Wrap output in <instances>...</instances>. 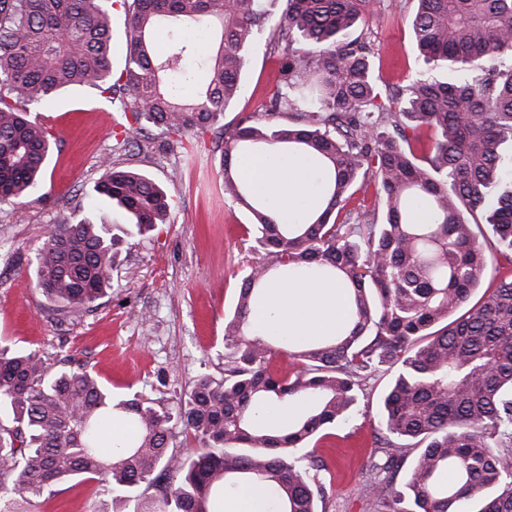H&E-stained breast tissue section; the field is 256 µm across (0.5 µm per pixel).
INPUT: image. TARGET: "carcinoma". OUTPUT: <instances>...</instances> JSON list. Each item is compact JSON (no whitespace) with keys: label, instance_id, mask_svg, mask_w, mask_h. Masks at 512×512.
<instances>
[{"label":"carcinoma","instance_id":"carcinoma-1","mask_svg":"<svg viewBox=\"0 0 512 512\" xmlns=\"http://www.w3.org/2000/svg\"><path fill=\"white\" fill-rule=\"evenodd\" d=\"M280 2L269 118L231 126L224 112L267 23L260 0H0V209L26 205L57 145L28 105L89 85L126 122L92 192L146 233L169 203L134 159L216 130L224 196L254 215L247 234L261 258L224 319L223 375L200 374L170 404L117 398L81 365L52 372L39 351L0 345V411L12 415L0 422V512H14L12 493L50 500L75 477L107 481L120 502L153 486L150 512H214L241 483L263 485L273 512H318L333 473L315 447L382 368L394 374L371 459L375 512H512V154L502 150L512 65L501 64L512 58V0H417V47L448 77L419 72L384 97L373 48L350 38L374 0ZM115 5L128 46L118 72ZM191 28L219 30L220 43L206 86L187 95ZM307 103L314 111H300ZM252 150L316 159L319 202L300 222L284 223L279 205L241 180L238 161ZM369 180L375 208L356 214L353 189ZM117 240L88 218L54 227L33 279L52 321H76L112 288ZM491 263L499 275L472 304ZM272 269L339 281L344 326L273 352L274 326L253 322ZM178 434L198 447L175 452Z\"/></svg>","mask_w":512,"mask_h":512}]
</instances>
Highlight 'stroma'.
I'll return each instance as SVG.
<instances>
[{"instance_id": "obj_1", "label": "stroma", "mask_w": 512, "mask_h": 512, "mask_svg": "<svg viewBox=\"0 0 512 512\" xmlns=\"http://www.w3.org/2000/svg\"><path fill=\"white\" fill-rule=\"evenodd\" d=\"M416 9L417 0H401L353 30L374 48L379 89L408 85L421 70L445 74L415 44ZM278 21V12H271L251 49L226 124L245 114L265 119L280 76L281 56L270 46ZM31 111L46 119L59 149L39 194L17 215L0 212V341L42 350L55 361L75 358L117 395L142 392L169 400L189 390L200 373L220 374L224 316L257 255L245 240L252 214L224 197L215 137L205 135L187 151L142 162L172 196L166 222L143 235L122 236L111 290L80 320L56 328L31 282L33 263L52 227L72 212L112 223L111 210L95 203L90 190L101 162L112 154L116 114L91 86L61 91ZM387 381L384 375L371 380L356 412L319 443L318 455L335 474L319 512H373L366 486ZM12 499L15 512H134L133 505L113 501L100 480L70 479L50 501L25 493Z\"/></svg>"}]
</instances>
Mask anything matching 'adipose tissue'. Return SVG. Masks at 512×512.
<instances>
[{"mask_svg": "<svg viewBox=\"0 0 512 512\" xmlns=\"http://www.w3.org/2000/svg\"><path fill=\"white\" fill-rule=\"evenodd\" d=\"M310 164V159L305 157H292L286 163L277 164L262 153L244 160L240 175L288 210L300 201L317 200L316 189L305 179ZM268 305L278 311V327L292 336H317L336 330L346 317L345 295L332 282L277 285L270 293Z\"/></svg>", "mask_w": 512, "mask_h": 512, "instance_id": "ef3b65f1", "label": "adipose tissue"}]
</instances>
